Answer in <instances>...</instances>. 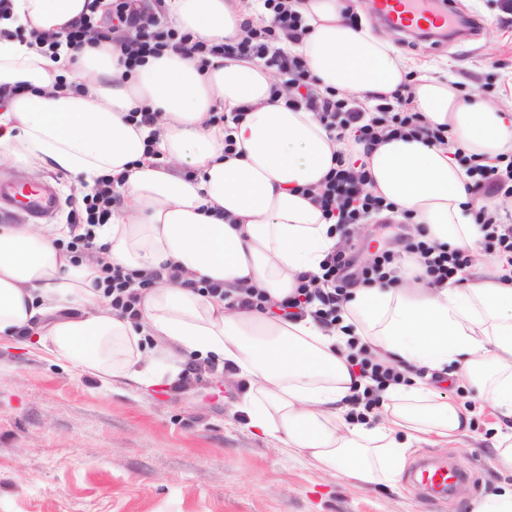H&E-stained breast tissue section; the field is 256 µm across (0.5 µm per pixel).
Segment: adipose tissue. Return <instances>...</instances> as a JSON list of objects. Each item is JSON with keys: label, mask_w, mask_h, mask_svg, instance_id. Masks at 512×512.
<instances>
[{"label": "adipose tissue", "mask_w": 512, "mask_h": 512, "mask_svg": "<svg viewBox=\"0 0 512 512\" xmlns=\"http://www.w3.org/2000/svg\"><path fill=\"white\" fill-rule=\"evenodd\" d=\"M88 2L12 0L10 18L0 20V87L11 90L0 108V161L67 172L88 192L101 176L121 177V203L108 223L92 226L93 246L77 263L57 245L69 227L0 225V338L145 388L178 381L174 351L215 362L243 382L235 409L253 433L373 487L396 484L414 446L455 444L473 417L491 415L502 481L472 512H512V264L483 250L463 164L512 155V122L487 101H463L451 81L411 79L391 41L349 24L344 0L300 6L309 31L294 50L320 88L366 101L410 84L447 145L396 138L368 152L339 143L312 112L273 100L278 79L256 60L214 57L202 66L169 50L130 71L112 43L72 49L67 27ZM160 17L210 45L239 40L245 24L260 22L243 0H162ZM20 28L56 36V54L17 38ZM144 109L156 114L154 125L131 120ZM342 149L397 218L432 244L467 251L474 265L438 286L403 261L399 281L350 289L335 329L309 316L233 310L165 280L144 292L132 321L96 288L103 261L143 272L175 265L195 281L283 299L300 274L320 273L339 241L310 192ZM352 336L410 379L383 392L373 424L347 419L359 383L345 360ZM433 374L469 381L477 393L455 402L431 384Z\"/></svg>", "instance_id": "obj_1"}]
</instances>
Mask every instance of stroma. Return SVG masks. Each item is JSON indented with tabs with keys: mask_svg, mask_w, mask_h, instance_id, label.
Masks as SVG:
<instances>
[{
	"mask_svg": "<svg viewBox=\"0 0 512 512\" xmlns=\"http://www.w3.org/2000/svg\"><path fill=\"white\" fill-rule=\"evenodd\" d=\"M457 13L479 19V32L436 44L392 39L420 75L451 76L465 93L511 108L512 24L500 23L498 0H457ZM18 179L52 184L61 200L55 223H81L68 173L0 166V184ZM411 234L397 220L365 224L357 259L400 248ZM241 389L205 370L192 388L144 392L0 340V512H435L409 473L375 489L280 451L235 412ZM490 424L479 416L463 442L413 452L468 474L462 492L436 512H470L492 490L498 475L480 445Z\"/></svg>",
	"mask_w": 512,
	"mask_h": 512,
	"instance_id": "35a3bbf8",
	"label": "stroma"
}]
</instances>
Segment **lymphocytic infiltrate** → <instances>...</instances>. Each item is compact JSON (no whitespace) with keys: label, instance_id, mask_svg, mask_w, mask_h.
Listing matches in <instances>:
<instances>
[{"label":"lymphocytic infiltrate","instance_id":"f902f5d3","mask_svg":"<svg viewBox=\"0 0 512 512\" xmlns=\"http://www.w3.org/2000/svg\"><path fill=\"white\" fill-rule=\"evenodd\" d=\"M263 7L270 13L267 25L248 28L243 39L220 45L191 40L189 35L162 25L156 13L133 7L131 0H112V17L136 33L135 47L126 54L127 66L144 64L148 58L161 56L170 49L204 65L216 56L256 59L281 78L288 107L314 112L320 123L335 133L337 141L351 139L373 147L388 138L421 135L433 144H444L442 130L425 125L407 88H399L388 96L378 95L376 104L369 108L355 97L321 89L304 58L280 46L284 40L299 43L306 35L308 27L301 13L285 5L283 0H263ZM467 174L473 180L471 191L475 201H482L491 187L512 196V160L489 166L474 159ZM368 182L367 172L341 164L325 177L315 201L325 218L335 219L340 234H347L354 225L366 223L385 210L384 198L367 191ZM406 254L422 258L425 273L435 285L448 281L471 263L470 256L463 251H439L413 236L406 239L402 250L376 251L369 263L359 267L355 266L349 250L333 251L323 262L320 274L299 275L295 291L280 302H270L257 289L242 288L232 304L246 310H276L281 318L289 320L310 316L332 327L339 319V306L347 297L346 284L354 280L369 283L393 278ZM100 272L99 282L104 285L113 310L129 319H138L139 305L144 291L151 285L150 280L119 266L105 265ZM347 345V363L358 369L360 379L367 382L363 392L353 396L352 404L367 411L378 404L381 391L404 383L406 377L397 366L372 355L358 339H349Z\"/></svg>","mask_w":512,"mask_h":512}]
</instances>
